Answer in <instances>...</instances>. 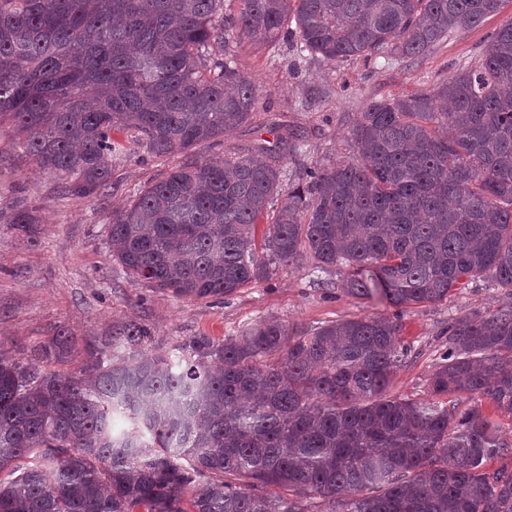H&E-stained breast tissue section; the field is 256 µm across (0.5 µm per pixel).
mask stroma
I'll return each mask as SVG.
<instances>
[{
  "instance_id": "35a3bbf8",
  "label": "stroma",
  "mask_w": 512,
  "mask_h": 512,
  "mask_svg": "<svg viewBox=\"0 0 512 512\" xmlns=\"http://www.w3.org/2000/svg\"><path fill=\"white\" fill-rule=\"evenodd\" d=\"M512 19V0L482 24L438 43L419 60L328 64L298 58L287 39L271 54L247 44L235 49L238 68L259 88L249 121L224 137L199 144L191 155L131 156L112 173V195L101 200L59 199L55 177L36 171L16 147L8 125L0 126V358L30 359L37 346L67 329L76 345L108 340L114 324L139 321L152 331L149 347L181 354L196 336H234L251 324L278 317L304 329L336 320L395 316L409 356L388 393L422 400L426 383L447 338L449 322L504 304L500 289L474 281L439 304L394 313L376 301L357 300L341 289L338 271L314 269L310 255L280 266L269 279L223 297H177L134 282L112 258L108 217L137 189L159 181L188 158H234L251 153L272 125L297 132L299 156L290 173L315 163L329 166L352 157L351 130L372 100L404 97L445 82L462 66L482 58L488 37ZM29 208L28 231L11 223L13 209Z\"/></svg>"
}]
</instances>
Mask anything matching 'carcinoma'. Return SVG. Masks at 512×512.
Segmentation results:
<instances>
[{
  "mask_svg": "<svg viewBox=\"0 0 512 512\" xmlns=\"http://www.w3.org/2000/svg\"><path fill=\"white\" fill-rule=\"evenodd\" d=\"M236 2L0 0V120L60 197L102 198L135 149L175 155L249 119L258 87L234 45L272 51L283 31L330 64L421 58L502 4ZM351 142L352 159L290 179L292 131L255 145L267 162L180 166L112 209V257L193 298L266 280L305 249L346 295L394 308L484 277L507 302L448 324L429 399L387 395L407 349L379 316L313 330L268 318L197 336L178 359L128 321L85 343L78 372H45L71 349L63 332L34 349L37 367L0 358V512H512V469L489 466L512 443L477 402L512 416V21L448 82L368 102ZM460 394L473 404L445 401Z\"/></svg>",
  "mask_w": 512,
  "mask_h": 512,
  "instance_id": "carcinoma-1",
  "label": "carcinoma"
}]
</instances>
